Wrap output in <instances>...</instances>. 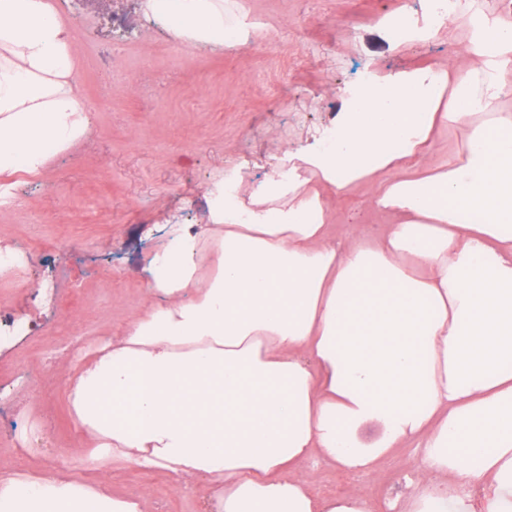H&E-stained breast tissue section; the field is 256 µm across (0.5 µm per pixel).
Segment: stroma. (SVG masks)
I'll list each match as a JSON object with an SVG mask.
<instances>
[{
  "instance_id": "stroma-1",
  "label": "stroma",
  "mask_w": 512,
  "mask_h": 512,
  "mask_svg": "<svg viewBox=\"0 0 512 512\" xmlns=\"http://www.w3.org/2000/svg\"><path fill=\"white\" fill-rule=\"evenodd\" d=\"M53 2L69 21L75 80L92 112L87 135L39 174L0 175V245L39 256L23 280L0 275V322L32 326L0 348V458L52 472L25 438L51 427L73 478L140 499L143 512H198L205 486L182 494L161 470L86 467L91 443L66 401L68 368L144 311L153 251L173 225L206 223L219 167L238 169L249 195L284 150L321 143L343 89L374 69L458 60L463 35L446 28L430 42L396 40L389 18L406 12L424 23L428 0H236L262 28L221 50L191 51L141 15V0ZM116 12L129 29L113 30ZM419 454L391 449L362 478L324 463L298 474L318 492L360 487L380 502L403 490Z\"/></svg>"
}]
</instances>
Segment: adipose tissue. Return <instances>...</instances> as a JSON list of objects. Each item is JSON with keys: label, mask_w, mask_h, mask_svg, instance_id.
I'll list each match as a JSON object with an SVG mask.
<instances>
[{"label": "adipose tissue", "mask_w": 512, "mask_h": 512, "mask_svg": "<svg viewBox=\"0 0 512 512\" xmlns=\"http://www.w3.org/2000/svg\"><path fill=\"white\" fill-rule=\"evenodd\" d=\"M190 49L238 43L235 0H142ZM458 63L370 73L336 146L285 152L231 204L157 249L154 300L68 372L94 442L85 463L217 484L203 512H377L363 490L312 492L323 459L370 474L416 444L399 512H512V10L449 11ZM69 29L51 0H0V175L40 172L88 132ZM459 131L460 148L439 153ZM365 186L374 238L331 233L329 201ZM384 428L373 446L358 429ZM0 512H142L102 486L0 471Z\"/></svg>", "instance_id": "ef3b65f1"}]
</instances>
